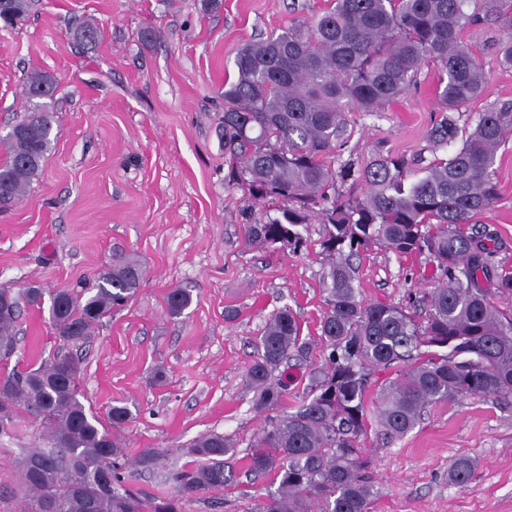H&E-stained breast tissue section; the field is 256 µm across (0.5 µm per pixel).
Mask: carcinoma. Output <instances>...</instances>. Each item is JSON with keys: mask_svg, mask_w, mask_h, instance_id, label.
<instances>
[{"mask_svg": "<svg viewBox=\"0 0 512 512\" xmlns=\"http://www.w3.org/2000/svg\"><path fill=\"white\" fill-rule=\"evenodd\" d=\"M332 0L325 11L239 49L236 76L224 83V154L228 184L259 203L273 202L245 225L251 245L306 246L302 231L317 217L324 227L320 247L329 257L322 275L325 308L319 329L324 362L312 373L308 393L296 410L277 413L286 388L275 373L290 353L305 347L301 326L287 308L272 313L256 343L257 357L246 372L253 410L263 422L247 454L249 470L278 483L256 512H370L374 485L364 458L369 417L366 396L372 371L402 366L373 409L391 439L415 428L422 409L469 397L512 399V318L491 296L512 294V272L495 262L506 248L487 227L464 225L490 210L498 197L494 164L500 145L512 136V103L478 114L474 127L468 104L484 92L482 61L464 33L487 19L500 38V67L512 68V0ZM31 0H0V16H28ZM439 66L436 99L441 118L431 129L447 157L411 179L398 156L363 167L327 158L345 144L347 112L379 113L407 94L425 63ZM57 80L34 72L24 96L43 92L35 112H26L5 135L7 159L0 164V202L23 196L51 151V110ZM361 181V198L340 188ZM380 245L396 254L426 253L441 284L425 295L428 313L418 322L400 306L361 298L352 257ZM143 278L140 264L119 256L96 278L95 293L63 289L50 296L49 315L67 346L82 344L111 310L131 300ZM41 306L43 288L15 293L0 289V358L16 348L20 301ZM190 293L175 289L167 311L179 317ZM427 348L425 358L413 352ZM78 361L59 350L36 369L0 377V430L8 431L18 410L40 420L49 447L25 448L20 457L24 497L20 512H182L183 505L224 488L225 459L237 442L209 433L192 445L205 462L176 470L170 499L141 498L128 487L127 464L116 430L131 417L113 406L107 421L80 400ZM161 452L140 451L135 465L152 470ZM475 463L452 461L448 482L467 483Z\"/></svg>", "mask_w": 512, "mask_h": 512, "instance_id": "obj_1", "label": "carcinoma"}]
</instances>
